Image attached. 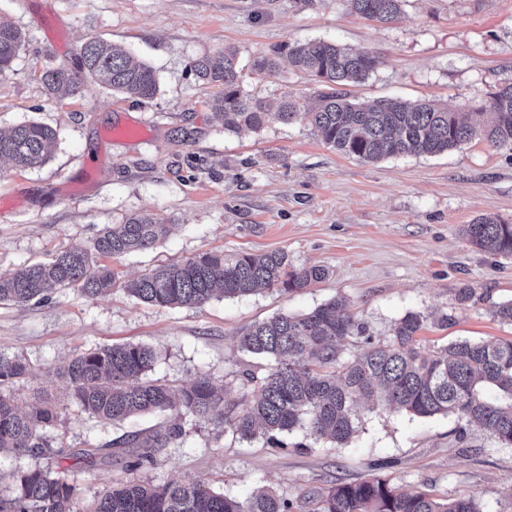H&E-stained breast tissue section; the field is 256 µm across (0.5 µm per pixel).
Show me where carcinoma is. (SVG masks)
Segmentation results:
<instances>
[{
	"instance_id": "cac0c4a2",
	"label": "carcinoma",
	"mask_w": 512,
	"mask_h": 512,
	"mask_svg": "<svg viewBox=\"0 0 512 512\" xmlns=\"http://www.w3.org/2000/svg\"><path fill=\"white\" fill-rule=\"evenodd\" d=\"M359 16L380 24L398 20L403 0H348ZM25 36L0 22V75L11 70ZM325 85L310 105L284 97L277 118L284 124L307 121L324 143L343 155L365 162L416 155H435L479 136L492 147L512 148V83H504L477 105L450 111L432 100L381 99L355 103L337 85L366 79L380 65L369 51H352L325 40L287 42L273 53L253 59L251 71L271 74L279 59ZM244 67L238 51L227 47L193 62L199 82L216 87L210 109L224 131L258 130L270 115L266 102L244 91ZM40 80L51 94L75 96L91 80L116 93L148 100L158 91L156 71L135 63L121 45L89 39L75 61L44 70ZM55 131L28 121L0 130V160L18 168L43 166L51 157ZM169 225L160 216L132 215L122 224L101 229L90 249H70L48 263L0 274V304L47 301L65 288L94 298L110 291L116 274L102 258L147 251L163 241ZM462 236L476 250L512 256V222L479 217L463 225ZM327 276L320 266L294 268L283 252H204L181 262L158 266L127 282L125 291L139 302L159 306H202L216 295L242 298L259 290L281 293L307 288ZM428 316L408 312L396 320L390 336H373L367 324L341 301L305 314L282 313L255 323L238 337L240 350L272 360L262 374L239 373L243 394L224 399V388L200 378L178 391L147 379L157 361L144 345H104L73 358L61 371L76 404L105 422H122L142 414L166 416L162 430L146 437L129 434L102 446L67 455L55 448L43 430L61 422L62 412L50 399L21 405L4 387L29 374L24 358L0 354V452L33 458L71 457L94 467L112 448L128 449V468L153 463L163 448L186 434L187 419L232 432L241 439L259 435L277 446L278 436L300 427L316 440L348 445L357 437L355 406L370 402L419 417L451 416L458 439L477 426L496 443L512 447V340L459 341L424 351L417 334ZM365 348L345 357L346 346ZM15 491L0 498V512H294L292 501L265 487L244 500L229 497L199 482L151 485H104L83 505L76 488L51 471L34 467L14 476ZM309 512H483L473 495L438 499L426 491L405 492L375 476L338 483L312 495Z\"/></svg>"
}]
</instances>
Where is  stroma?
<instances>
[{"instance_id":"stroma-1","label":"stroma","mask_w":512,"mask_h":512,"mask_svg":"<svg viewBox=\"0 0 512 512\" xmlns=\"http://www.w3.org/2000/svg\"><path fill=\"white\" fill-rule=\"evenodd\" d=\"M1 21L21 29L26 42L0 77V129L34 120L56 132L41 168L0 160L1 273L89 247L104 226L145 213L165 217L172 231L154 249L108 258L121 279L219 250L280 251L293 267L328 271L297 292L265 290L202 306H151L119 287L97 298L67 288L45 303L0 305V353L22 356L31 370L10 394L30 405L48 392L64 413L48 432L52 445L74 451L162 425L154 415L104 422L73 402L60 369L103 345L150 346L158 356L152 378L180 387L205 376L236 400L237 374L267 367L238 350V333L333 299L345 300L381 339L406 313L428 315L417 335L427 350L461 339H512V326L492 315L512 300V257L477 252L461 234L482 216L512 220V150L476 138L439 155L371 163L342 155L303 120L272 118L260 131L228 133L190 70L198 57L227 46L246 62L286 42L324 39L381 58L366 80L346 86L351 100L429 99L461 109L512 82V0H403L390 24L360 18L347 0H0ZM94 37L150 64L156 96L137 100L92 81L72 98L48 94L41 72ZM244 88L273 104L286 95L306 100L318 85L284 64L271 75L246 72ZM124 125L145 127L147 139L113 138ZM465 284L475 295L462 303L456 290ZM357 413L358 436L343 448L301 428L273 448L262 437L243 440L190 423L137 471L122 453L91 469L0 453V497L11 496L14 473L38 466L62 469L83 499L110 482H202L239 499L267 484L300 507L309 492L369 477L379 460L380 476L400 490L442 499L471 494L484 512H512V447L475 427L458 434L447 416L381 405Z\"/></svg>"}]
</instances>
